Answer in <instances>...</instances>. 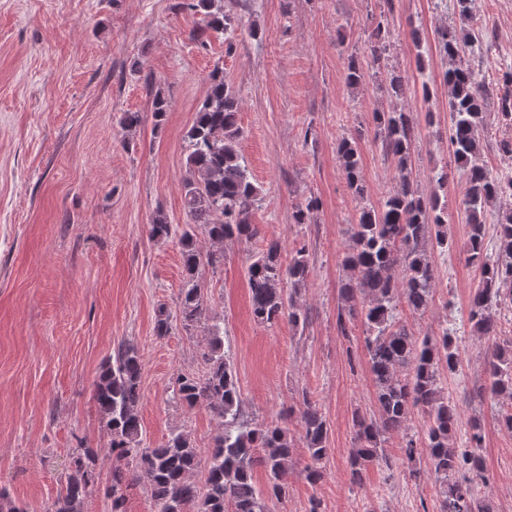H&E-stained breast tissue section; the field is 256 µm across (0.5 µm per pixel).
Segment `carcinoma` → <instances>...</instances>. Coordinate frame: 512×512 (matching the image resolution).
Returning a JSON list of instances; mask_svg holds the SVG:
<instances>
[{
    "mask_svg": "<svg viewBox=\"0 0 512 512\" xmlns=\"http://www.w3.org/2000/svg\"><path fill=\"white\" fill-rule=\"evenodd\" d=\"M183 7L201 14L203 25L193 38L208 32L224 33L234 28L221 0H188ZM474 41L448 27L439 34L440 54L454 62L480 50ZM390 48L387 16L380 15L371 35V64L385 60ZM448 86V145L465 178L462 205L467 213L469 260L480 269L479 287L468 312V322L477 336H498L497 310L512 305V206L502 213L496 229L498 253L487 255L485 219L488 208L503 200L512 202V176L498 174L479 162V131L485 122L486 100H497L498 124L512 128V66L500 73L495 84L480 80L470 68L455 65L443 73ZM408 79L390 74L386 87L390 106L374 112V141L383 156L391 159L398 173L397 188L379 207L362 208L351 232V248L344 258L348 279L342 287L336 323L342 335L361 321L364 347L369 356L375 386L376 410L358 409L352 414L356 448L350 459L351 482L362 485L365 471L387 462L381 444L391 432H407L413 410L425 415L423 443L431 469L439 483V512H495L492 501L479 496L485 482L481 447V425L473 422L467 447L455 444L459 412L441 386V368L458 371L459 345L448 329L437 336L418 337L397 322L394 311L404 301L414 313L425 311L433 300L435 272L431 254L452 248L448 236V207L438 193H423L414 179L412 155L415 122L411 113L397 106L404 98ZM239 101L224 73L214 71L204 101L186 135L184 203L192 223L203 226L216 244L226 240L252 239L258 234L251 216L260 200V190L239 150L242 132L237 123ZM340 166L348 187L364 196L360 152L354 140L338 145ZM180 235L184 264L190 279L180 293V312L189 327L203 314L202 288L195 280L200 266L224 264L221 248L201 253L192 247L190 229L182 231L156 217L151 237L166 240ZM251 294L253 319L264 326L283 320L306 326L307 315L297 305V295L309 274L306 245L295 249L288 263L282 260L279 239L249 255L245 267ZM204 369L179 373L174 388L182 404L192 409L208 408L221 422L212 437L206 457H200L187 431L171 434L156 448L143 445L139 406L142 365L137 348L126 341L118 344L99 374L95 400L109 436L110 476L103 492L111 512H125V492L136 484L151 490L152 512H271L270 503L288 498V470L295 450L284 419L250 422L243 417L242 394L230 357L224 351L220 325L212 326L201 354ZM482 392L512 399V340L493 344L485 364ZM302 440L311 459L305 479H322L328 428L310 400L298 409ZM408 436L404 454L416 461L418 448ZM99 454L92 448L73 457L65 482L50 512H84V504L99 489ZM261 466L267 485L253 480V469ZM204 470L201 481L194 474Z\"/></svg>",
    "mask_w": 512,
    "mask_h": 512,
    "instance_id": "obj_1",
    "label": "carcinoma"
}]
</instances>
